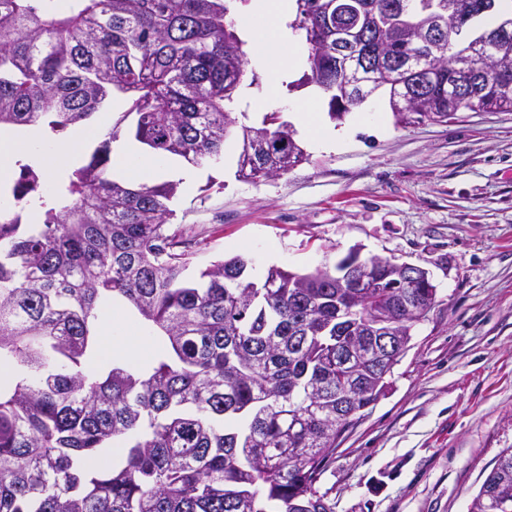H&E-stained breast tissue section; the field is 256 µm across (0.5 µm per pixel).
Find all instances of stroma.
<instances>
[{
	"label": "stroma",
	"instance_id": "1",
	"mask_svg": "<svg viewBox=\"0 0 512 512\" xmlns=\"http://www.w3.org/2000/svg\"><path fill=\"white\" fill-rule=\"evenodd\" d=\"M236 23L248 60L246 124L278 113L309 156L285 174L237 175L239 146L194 166L173 202L192 243L186 277L237 254L261 282L269 267L306 273L351 249L429 270L436 302L378 401L338 440L314 485L331 512H469L512 448V112H461L398 126L380 97L330 120L328 98L301 85L307 65L263 61L287 27L257 6ZM345 132L315 144L296 119Z\"/></svg>",
	"mask_w": 512,
	"mask_h": 512
}]
</instances>
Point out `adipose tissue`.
<instances>
[{
  "mask_svg": "<svg viewBox=\"0 0 512 512\" xmlns=\"http://www.w3.org/2000/svg\"><path fill=\"white\" fill-rule=\"evenodd\" d=\"M111 130L109 118H101L92 126L75 128L68 141L61 144L47 143L37 130L28 129L18 133H0V183L8 182L12 176V160L28 151L43 153L49 161L69 163L78 155L83 144L95 138H105Z\"/></svg>",
  "mask_w": 512,
  "mask_h": 512,
  "instance_id": "1",
  "label": "adipose tissue"
}]
</instances>
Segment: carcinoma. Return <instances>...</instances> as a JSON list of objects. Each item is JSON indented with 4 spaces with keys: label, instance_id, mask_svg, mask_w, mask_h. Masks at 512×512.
<instances>
[{
    "label": "carcinoma",
    "instance_id": "obj_1",
    "mask_svg": "<svg viewBox=\"0 0 512 512\" xmlns=\"http://www.w3.org/2000/svg\"><path fill=\"white\" fill-rule=\"evenodd\" d=\"M251 0H0V129L36 127L58 140L113 94L129 102L134 138L156 156L200 165L231 136L250 145L258 180L307 160L288 125L231 117L238 93L224 81L245 67L234 2ZM457 0H296L288 28L308 45V81L339 119L344 73L336 46L310 26L329 20L377 69L398 124L446 122L460 112H512V17L504 0H464L451 41L488 37L496 57L454 59L448 40L419 43L400 25L404 7L424 30ZM495 21L475 36L472 24ZM413 59L416 68L394 64ZM50 181L37 154L0 210V512H330L314 489L336 440V394L357 391L360 412L383 393L373 360L336 361V341L369 353L372 327L341 322L338 307L385 316L397 347L416 323L405 304L433 306L430 288L363 294L336 272L268 269L263 287L235 256L184 278L190 243L172 232L176 183L112 179L111 143ZM38 210L40 224L23 222ZM125 301L159 348L141 364L114 360L98 328ZM471 512H512V448Z\"/></svg>",
    "mask_w": 512,
    "mask_h": 512
}]
</instances>
